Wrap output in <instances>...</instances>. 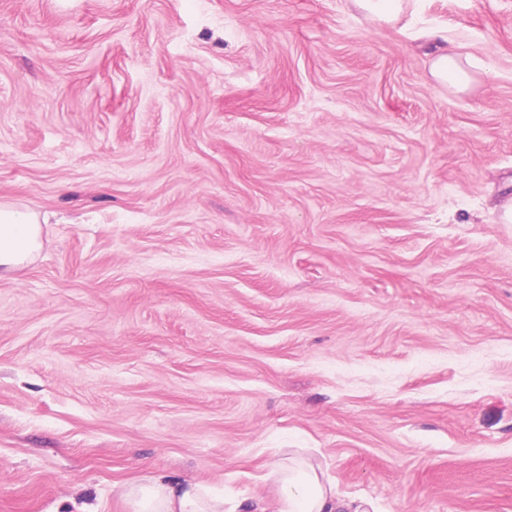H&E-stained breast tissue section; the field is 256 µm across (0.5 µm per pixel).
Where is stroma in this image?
<instances>
[{"label": "stroma", "instance_id": "35a3bbf8", "mask_svg": "<svg viewBox=\"0 0 512 512\" xmlns=\"http://www.w3.org/2000/svg\"><path fill=\"white\" fill-rule=\"evenodd\" d=\"M439 30L477 60L434 81ZM512 0H0V512L167 472L512 512ZM354 4L371 19L393 22L402 10L400 0H353ZM40 223L35 211L0 203V277L22 268L40 251ZM265 469L280 492L277 512H360L337 494L323 463L301 451L274 454Z\"/></svg>", "mask_w": 512, "mask_h": 512}]
</instances>
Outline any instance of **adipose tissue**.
Here are the masks:
<instances>
[{"instance_id":"obj_1","label":"adipose tissue","mask_w":512,"mask_h":512,"mask_svg":"<svg viewBox=\"0 0 512 512\" xmlns=\"http://www.w3.org/2000/svg\"><path fill=\"white\" fill-rule=\"evenodd\" d=\"M431 76L458 91L466 90L472 75L461 57L441 49L432 59ZM42 247L39 215L32 210L0 203V276L29 263ZM265 480L279 489L277 512H354L340 497L323 463L300 451L273 455L265 466ZM131 512H224V499L201 483L168 473H155L117 486Z\"/></svg>"}]
</instances>
